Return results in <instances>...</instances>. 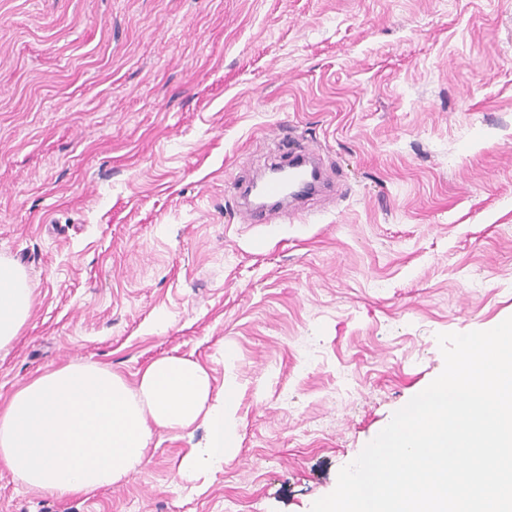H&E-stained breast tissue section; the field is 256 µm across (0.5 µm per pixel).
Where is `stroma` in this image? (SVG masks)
Here are the masks:
<instances>
[{
	"mask_svg": "<svg viewBox=\"0 0 512 512\" xmlns=\"http://www.w3.org/2000/svg\"><path fill=\"white\" fill-rule=\"evenodd\" d=\"M283 130L343 193L243 222L225 184ZM1 255L38 287L0 403L162 355L239 392L222 470L180 473L203 429L157 433L91 495L0 467V512H311L438 334L512 317V0H0Z\"/></svg>",
	"mask_w": 512,
	"mask_h": 512,
	"instance_id": "1",
	"label": "stroma"
}]
</instances>
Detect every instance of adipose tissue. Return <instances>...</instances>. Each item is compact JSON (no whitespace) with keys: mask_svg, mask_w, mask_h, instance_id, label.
<instances>
[{"mask_svg":"<svg viewBox=\"0 0 512 512\" xmlns=\"http://www.w3.org/2000/svg\"><path fill=\"white\" fill-rule=\"evenodd\" d=\"M35 282L0 256V348L26 324ZM238 384L215 388L198 360L164 355L128 381L96 363L50 369L0 408V466L25 487L57 496L89 495L141 471L154 433L200 427L201 446L180 461L186 475L219 470L237 448Z\"/></svg>","mask_w":512,"mask_h":512,"instance_id":"obj_1","label":"adipose tissue"}]
</instances>
